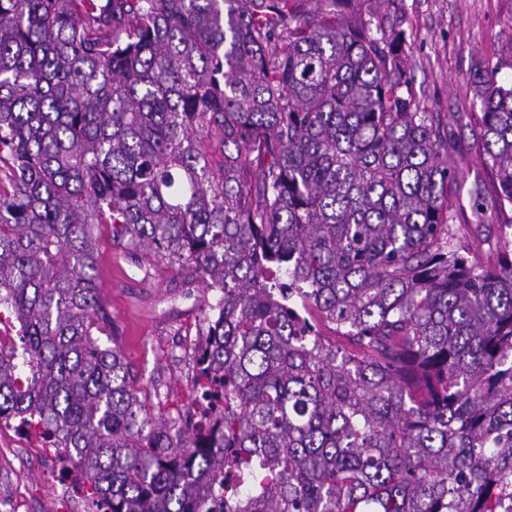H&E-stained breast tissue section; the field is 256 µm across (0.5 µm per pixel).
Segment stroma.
Here are the masks:
<instances>
[{
    "mask_svg": "<svg viewBox=\"0 0 512 512\" xmlns=\"http://www.w3.org/2000/svg\"><path fill=\"white\" fill-rule=\"evenodd\" d=\"M371 7L373 24L405 32L411 45L405 69L421 106L443 117L464 115L449 126L443 154L460 186L451 224L456 241L484 256L475 203L478 193L491 191L492 177L469 119L480 109L469 77L479 63L498 61L501 78L512 80V0H372ZM98 236L100 296L133 385L148 402L160 400L178 412L192 394L196 338L189 330L201 324L209 293L201 282H188L178 266L114 243L109 225L100 226ZM40 443L34 431L22 437L8 428L0 434V489L17 485L22 512H71L60 494L61 479L27 454Z\"/></svg>",
    "mask_w": 512,
    "mask_h": 512,
    "instance_id": "obj_1",
    "label": "stroma"
}]
</instances>
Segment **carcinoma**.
I'll use <instances>...</instances> for the list:
<instances>
[{
    "label": "carcinoma",
    "mask_w": 512,
    "mask_h": 512,
    "mask_svg": "<svg viewBox=\"0 0 512 512\" xmlns=\"http://www.w3.org/2000/svg\"><path fill=\"white\" fill-rule=\"evenodd\" d=\"M359 2L0 0V411L95 507L512 512V242L453 243L447 139ZM500 69L478 215L512 205ZM100 224L214 292L175 417L96 337Z\"/></svg>",
    "instance_id": "1"
}]
</instances>
